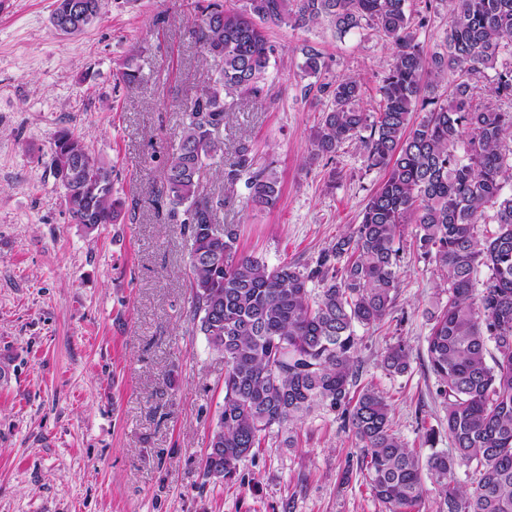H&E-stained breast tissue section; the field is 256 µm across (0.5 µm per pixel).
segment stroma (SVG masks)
<instances>
[{"label":"stroma","mask_w":512,"mask_h":512,"mask_svg":"<svg viewBox=\"0 0 512 512\" xmlns=\"http://www.w3.org/2000/svg\"><path fill=\"white\" fill-rule=\"evenodd\" d=\"M196 2L103 0L71 36L50 22L54 0H10L0 12V512H385L357 465L359 442L325 406L294 430L271 429L232 479L204 475L224 360L191 320L192 240L157 200L162 160L187 120L181 103L221 67L189 33ZM267 35L278 54L265 91L231 95L220 136L228 152L250 140L257 166L276 170L280 199L244 208L245 188L225 185L221 158L203 192L223 201L217 223L239 225L241 252L309 269L384 179L353 141L334 160H310L329 105L319 86L355 77L374 110L393 48L368 26L342 38L325 23ZM311 50L326 64L318 78L301 70ZM128 65L140 81L116 83ZM63 128L114 167L130 221L70 223L49 169ZM413 234L405 225L391 315L356 329L357 385L384 393L395 434L425 457L450 445L426 356L424 312L441 280ZM400 341L410 368L391 376L381 359Z\"/></svg>","instance_id":"1"}]
</instances>
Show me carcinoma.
Here are the masks:
<instances>
[{
  "label": "carcinoma",
  "instance_id": "obj_1",
  "mask_svg": "<svg viewBox=\"0 0 512 512\" xmlns=\"http://www.w3.org/2000/svg\"><path fill=\"white\" fill-rule=\"evenodd\" d=\"M448 6L442 51L418 40L407 0H241L228 7L212 0L192 34L205 54L219 59L217 77L186 96L188 121L163 164L159 196L170 222L192 239L189 282L192 320L209 347L224 358V403L204 461L206 476L232 477L255 454L262 434L301 420L315 406L340 411L361 444L360 470L386 512H418L428 489L438 486L437 512H512V161L502 152L512 141V111L479 100V79L494 70L491 92L512 99V68L498 71L502 49L512 48V0H426ZM82 26L101 11L84 0ZM326 21L337 35L373 27L394 47L379 87L375 112L361 106L353 77L320 85L330 105L312 138L311 158L334 159L347 141L363 148L366 167L385 179L361 211L359 224L303 271L283 263L270 268L238 252L239 229L218 233L215 205L203 194L210 161L224 154L216 132L232 106L224 92L257 98L264 93L277 52L269 26L308 28ZM325 63L308 52L301 70L321 74ZM453 80L439 91L442 74ZM65 190L73 224H123L125 203L114 196L112 166L93 156L68 129L57 132L50 158ZM224 181L244 182L243 205L271 209L280 199L278 176L254 169L251 144H239L224 167ZM496 208L492 232L479 222ZM415 225V244L435 263L447 302L430 312L427 357L446 410L450 452L423 459L393 433L384 394L366 387L353 394L355 326L374 327L391 313L399 284L402 227ZM490 271L483 288L475 283ZM321 283L312 293L308 283ZM382 367L402 375L410 367L403 343L387 349ZM474 476L469 491L454 482L456 468Z\"/></svg>",
  "mask_w": 512,
  "mask_h": 512
}]
</instances>
